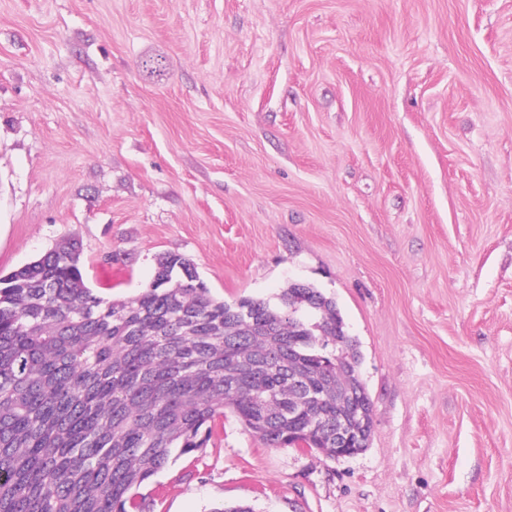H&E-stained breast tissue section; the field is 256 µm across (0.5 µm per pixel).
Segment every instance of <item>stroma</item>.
<instances>
[{
    "mask_svg": "<svg viewBox=\"0 0 512 512\" xmlns=\"http://www.w3.org/2000/svg\"><path fill=\"white\" fill-rule=\"evenodd\" d=\"M70 240L114 300L313 284L362 352L363 453L228 413L134 512H512V0H0V274Z\"/></svg>",
    "mask_w": 512,
    "mask_h": 512,
    "instance_id": "1",
    "label": "stroma"
}]
</instances>
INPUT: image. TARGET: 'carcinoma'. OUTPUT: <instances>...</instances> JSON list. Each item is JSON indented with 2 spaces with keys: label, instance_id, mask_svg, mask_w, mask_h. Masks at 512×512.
<instances>
[{
  "label": "carcinoma",
  "instance_id": "1",
  "mask_svg": "<svg viewBox=\"0 0 512 512\" xmlns=\"http://www.w3.org/2000/svg\"><path fill=\"white\" fill-rule=\"evenodd\" d=\"M142 68L161 78L166 58ZM278 300L216 298L171 253L148 287L111 300L88 285L76 241L0 277V512H130L227 410L272 448L329 457L336 420L372 401L362 389L336 403L334 357L295 382L294 352L318 366L346 326L311 284Z\"/></svg>",
  "mask_w": 512,
  "mask_h": 512
}]
</instances>
